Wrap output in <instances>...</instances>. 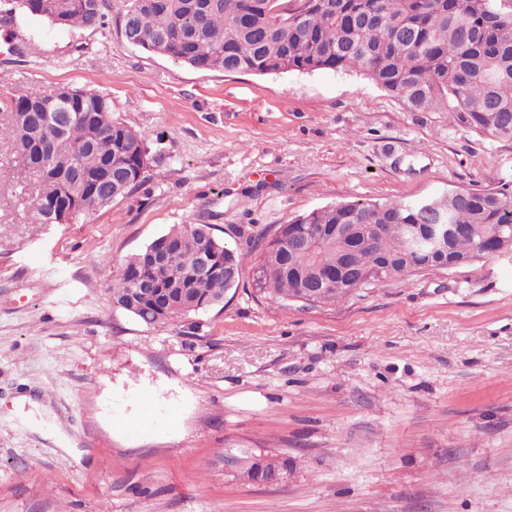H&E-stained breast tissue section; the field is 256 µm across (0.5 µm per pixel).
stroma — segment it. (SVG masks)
I'll return each mask as SVG.
<instances>
[{"instance_id":"obj_1","label":"stroma","mask_w":512,"mask_h":512,"mask_svg":"<svg viewBox=\"0 0 512 512\" xmlns=\"http://www.w3.org/2000/svg\"><path fill=\"white\" fill-rule=\"evenodd\" d=\"M122 13L0 26V103L98 91L160 157L111 207L38 224L36 178L0 141V512H512V254L325 307L259 295L249 262L164 328L109 292L175 225L242 249L342 201L512 184V141L357 72H200L129 46ZM227 448L288 473L227 475Z\"/></svg>"}]
</instances>
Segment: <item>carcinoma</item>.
Masks as SVG:
<instances>
[{
    "mask_svg": "<svg viewBox=\"0 0 512 512\" xmlns=\"http://www.w3.org/2000/svg\"><path fill=\"white\" fill-rule=\"evenodd\" d=\"M62 27L104 24L105 0H6ZM124 40L199 71L359 72L415 110H441L474 131L512 141V0H126ZM0 139L39 173L33 218L65 224L144 185L157 162L144 133L112 118L103 94L68 86L4 104ZM457 227L425 262L406 242L428 232L414 201L353 200L300 215L261 242L259 292L285 307L333 306L352 292L512 253V187H450L428 198ZM162 253L154 264L151 253ZM205 253L224 281L193 271ZM251 252L209 224L174 226L118 267L112 304L158 327L214 307L239 283ZM162 286L156 299L138 283Z\"/></svg>",
    "mask_w": 512,
    "mask_h": 512,
    "instance_id": "1",
    "label": "carcinoma"
}]
</instances>
